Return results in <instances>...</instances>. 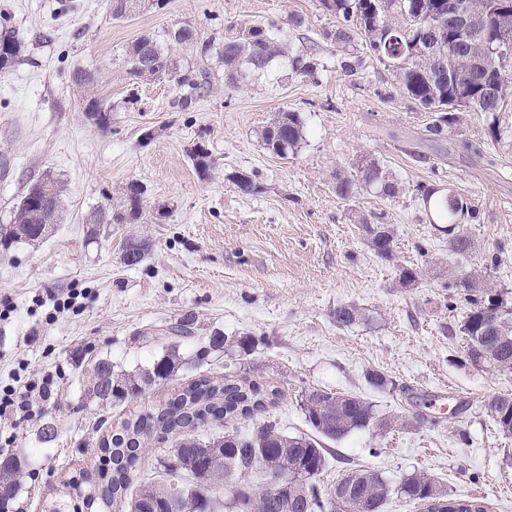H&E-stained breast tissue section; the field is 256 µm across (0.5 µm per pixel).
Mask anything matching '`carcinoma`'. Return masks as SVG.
<instances>
[{"instance_id": "1", "label": "carcinoma", "mask_w": 512, "mask_h": 512, "mask_svg": "<svg viewBox=\"0 0 512 512\" xmlns=\"http://www.w3.org/2000/svg\"><path fill=\"white\" fill-rule=\"evenodd\" d=\"M451 0H317L321 10L336 17V29L328 37L346 46L356 37L364 39L370 52L388 64L404 94L415 104L441 112L433 131L443 130L442 124L455 120L454 111L460 106L457 92L468 91L465 107L483 112L499 120L503 111L506 86L512 80V48L502 57L492 51L500 39L499 24L493 6L497 0H482L477 4L479 16L465 40L448 24V3ZM402 17L403 24L394 26L388 16ZM168 44L195 46L198 33L191 28H177L168 34ZM21 56V43L9 25L0 18V71L11 68ZM224 78L235 83L243 71L259 72L274 59H288L291 70L302 76L314 71V62L303 54L288 56L285 47L272 38L267 29L249 26L239 35L224 42L221 51ZM126 73L137 81L161 80L174 74L169 48L152 37L134 43L125 57ZM176 82L191 90V95L205 93L208 77L205 73H184ZM77 86L86 91L85 111H100V99L92 93L94 79L86 72L75 76ZM262 139L273 154L286 158L295 153L303 141V123L297 112L284 110L262 131ZM362 183L375 186L381 194L393 197L398 184L392 175L371 162L362 170ZM141 189L138 184L126 187L129 209L103 208L94 216L95 224H122L140 214ZM429 223L448 235V248L456 254H466L471 241L458 228L474 218L475 209L468 199L448 189L421 190ZM61 190L44 202L28 192L15 207L13 222L0 226V239H41L42 225L58 220ZM370 247L382 258L393 251V230L387 224L364 223ZM125 260L129 265L141 262L149 251L143 238H129ZM444 287L464 288L470 304L459 331L467 337L468 355L476 364L489 365L512 373V308L503 306L500 293L489 287L482 274L473 271L463 280L453 279ZM336 324L348 327L365 319L355 305L336 308ZM210 348L224 349L244 345V341L227 336H214ZM208 348V349H210ZM196 354L201 360L203 355ZM182 359L178 350L168 349L152 367L137 374L114 373L112 361L101 358L93 365L91 394L101 401L122 403L136 398L159 380L169 378ZM281 391L255 381L224 377L216 382L202 378L191 382L164 407L156 412L136 415L121 425V429L105 439L101 450L112 455V473L106 481L90 484L72 479V495L86 509L98 512H172L171 504L177 489L191 490L190 499L183 502L184 512H379L390 489L376 471H358V482L346 497L329 498L330 510L318 496L306 504L311 481L327 466L332 449L323 440L338 441L355 430L370 425L386 426L391 419L377 415L374 405L355 395L314 389L306 392L300 402L301 411L312 433L288 436L275 424L268 423L253 435L224 431L222 420L237 416L248 417L257 410L277 404ZM488 409L499 428L512 433V394L495 396ZM214 420V429L200 433V425ZM171 434L180 435L171 448L159 449L155 457L157 477L133 485L131 472L137 466L145 443L157 438L165 440ZM261 456L280 461L283 470L299 474L295 487L275 494L268 487L236 483L223 496L224 484L240 473V468ZM22 462L15 457L0 460V487L3 500L13 498L19 487ZM408 502L425 506L424 512H486L476 500H451L441 486L423 474H413L396 489Z\"/></svg>"}]
</instances>
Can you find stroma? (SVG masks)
<instances>
[{
	"instance_id": "stroma-1",
	"label": "stroma",
	"mask_w": 512,
	"mask_h": 512,
	"mask_svg": "<svg viewBox=\"0 0 512 512\" xmlns=\"http://www.w3.org/2000/svg\"><path fill=\"white\" fill-rule=\"evenodd\" d=\"M23 45L19 63L0 72V224L17 202L49 178L62 190L60 222L42 242L0 244V385L54 378L51 398L31 416L0 418V454L24 463L16 495L0 512H52L68 483L98 467L100 444L121 421L165 403L202 376L245 377L278 386L277 405L228 428L254 433L277 422L308 432L301 395L321 388L372 402L391 429L368 427L332 442L315 480L321 494L355 469L375 470L391 487L415 472L450 496L478 497L487 512H512V435L487 402L512 394V374L477 367L459 331L468 306L443 283L484 274L512 306V95L500 115L460 113L436 134V113L406 97L390 68L363 40L342 47L326 38L335 17L316 0H162L114 19L109 0H0ZM302 17L301 26L291 23ZM198 30L213 51L177 50L180 72H206L209 85L189 107L175 81L134 82L128 48L165 40L181 26ZM261 25L316 69L300 76L284 59L237 84L224 79L215 49L239 28ZM94 74L108 106V128L84 112L73 76ZM299 113L304 140L295 154L269 152L262 131L276 113ZM210 155L199 176L196 147ZM376 161L399 186L396 197L363 188L348 200L340 177L359 179ZM245 175L261 191L241 194ZM142 189L139 219L94 224L105 205L120 206L129 183ZM469 198L476 217L460 230L468 256L448 249L429 224L419 187ZM391 225L390 258L370 248L364 222ZM147 239L138 264L123 261L128 238ZM415 267V285L398 283ZM83 290L80 311L53 313L54 296ZM362 308L365 321L337 326L338 306ZM247 345L196 361L210 337ZM184 361L137 399L115 405L86 395L88 370L110 359L115 373L149 368L168 346ZM389 385H369V372Z\"/></svg>"
}]
</instances>
